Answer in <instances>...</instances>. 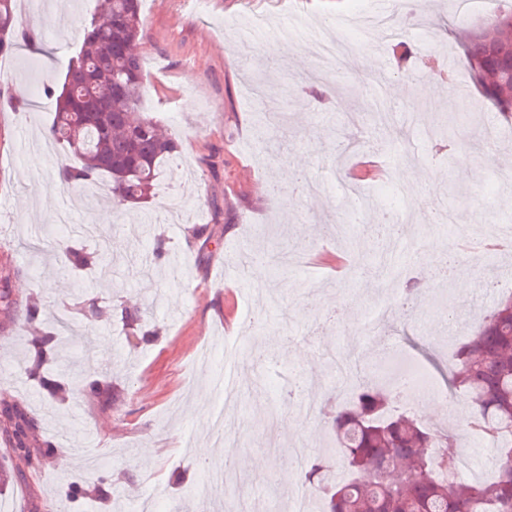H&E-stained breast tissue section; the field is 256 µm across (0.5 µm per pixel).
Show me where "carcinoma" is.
<instances>
[{
	"label": "carcinoma",
	"mask_w": 512,
	"mask_h": 512,
	"mask_svg": "<svg viewBox=\"0 0 512 512\" xmlns=\"http://www.w3.org/2000/svg\"><path fill=\"white\" fill-rule=\"evenodd\" d=\"M143 28L140 0H104L101 14L83 24L61 91L43 90L56 97L46 140L63 145L75 160L59 170L61 182L83 188L107 175L116 205L148 199L161 164L178 149L173 134L139 110L143 71L135 48ZM34 43L31 30L17 26L15 0H0V54ZM465 56L471 70H482L481 91L501 116L512 115V83L505 75L512 57L489 54L486 38L476 34ZM67 258L81 272L98 266V256L84 248L67 250ZM67 331L64 324L32 341L36 359L28 377L53 395L66 391L67 383L49 369ZM448 389L466 394L472 404L469 425L497 449L490 479L458 476L457 459L437 452L456 437L410 411L393 409L361 379L352 401L328 411L336 448L310 456L302 469L316 493L317 512H512L511 298L478 321L459 345L448 368ZM0 413L12 424L5 432L10 448L30 460L27 410L12 404Z\"/></svg>",
	"instance_id": "1"
}]
</instances>
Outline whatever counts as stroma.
<instances>
[{
    "mask_svg": "<svg viewBox=\"0 0 512 512\" xmlns=\"http://www.w3.org/2000/svg\"><path fill=\"white\" fill-rule=\"evenodd\" d=\"M103 0H41L39 10L18 15L35 27L37 49L22 46L0 56V266L14 269L13 304L0 307V387L34 418L28 467L0 442V512H137L145 497L162 512H220L240 501L257 512H286L292 471L289 448L331 445L327 420L304 419L285 401L288 381L307 383V398L335 395L337 374L326 351L350 353L359 345L358 323L382 294L393 268L405 266V285H418L410 317L389 322L387 336L406 364H417L445 388L453 346L506 295L512 259L482 270L461 268L447 283L433 276L453 227L435 217L452 214L456 225L481 227L512 213L498 193L512 170V128L477 89L463 52L486 19L462 24L453 0H423L403 18L405 34L379 25L377 14L398 10V0H208L202 12L179 0H141L145 22L137 44L144 71L142 111L179 142L147 202L118 207L103 191L89 197L58 184L68 157L33 153L50 126L56 102L41 97L27 109L29 89L61 86L81 41L80 23L100 12ZM71 18L69 27L40 25L42 13ZM338 31H362L364 42L320 103L309 97L311 53L267 36L293 21ZM410 54L399 63L397 44ZM456 85L458 98H437ZM451 125L452 138L424 145L410 141L407 119ZM322 149L311 152V140ZM372 155L388 169H410L415 181H364L380 204L340 216L333 200L351 164ZM289 164L301 182L322 181V196L280 181ZM431 211L430 221L389 224L374 220L387 206ZM342 221L341 235L321 227ZM167 258L152 259L155 239ZM79 244L102 255L91 275L77 278L64 249ZM276 256L264 280L254 281L240 254ZM100 309L139 311L151 343H137L120 318L86 317L83 301ZM41 309L27 316L29 303ZM65 321L77 340L61 344L68 373L98 378L106 394L51 398L27 378L31 337ZM209 346L210 364L195 362ZM243 376L261 372L236 402L225 403L217 378L226 358ZM237 438L238 461L224 500L199 498L205 469L197 454L211 442L212 415ZM87 495L75 506L69 485Z\"/></svg>",
    "mask_w": 512,
    "mask_h": 512,
    "instance_id": "obj_1",
    "label": "stroma"
}]
</instances>
